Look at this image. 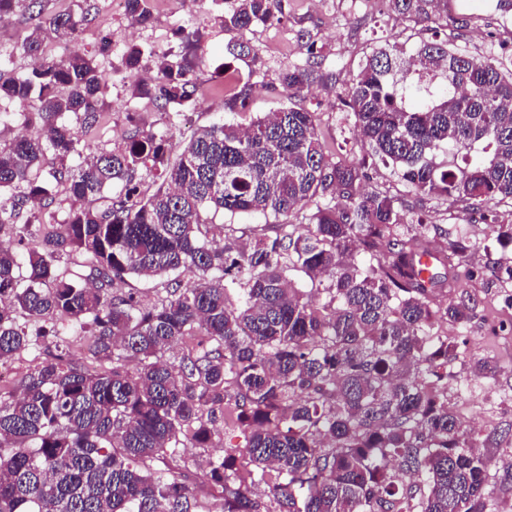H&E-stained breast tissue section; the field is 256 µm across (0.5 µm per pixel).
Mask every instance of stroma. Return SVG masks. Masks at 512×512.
<instances>
[{"instance_id":"stroma-1","label":"stroma","mask_w":512,"mask_h":512,"mask_svg":"<svg viewBox=\"0 0 512 512\" xmlns=\"http://www.w3.org/2000/svg\"><path fill=\"white\" fill-rule=\"evenodd\" d=\"M92 20L83 26L75 46L45 42L44 59L51 60L76 49L97 54L107 82L105 110L108 120L98 129L79 130L82 143L91 150H109L122 144L134 130L166 133L173 145L187 142L197 131L219 122L248 124L256 116L274 112L287 101L278 90L281 70L303 65L311 52H320L322 67L336 75L331 86L313 85L301 97L298 107L315 112L318 133L334 160H365L366 183L370 189L395 197L409 222L432 226L436 250L451 240L469 247L468 257L458 267L453 287L437 297L440 306L457 302L467 292L479 301V315L465 323L435 325L439 335L458 347L453 363L455 380L448 383V398L458 416L480 437L493 439L486 451L489 491L499 512H512V478L506 468L512 463V282L500 276L496 262L502 248L491 231L495 224H512V204L487 203L465 208L444 198H423L402 181L391 166L369 159L368 148L359 139L353 121L346 116L342 97L356 75L366 53L389 44L410 50L431 38L423 25L399 20L386 0H284V14L274 25H254L235 34L225 33L220 17L222 0H154L152 19L135 25L127 11H115L106 0H94ZM37 21L18 12L0 24V49L10 51V73L27 71L32 60L22 46ZM198 31L200 45L210 66L197 69L194 80L199 92L180 119L156 103L138 95L139 71H127L121 56L130 44L152 48L150 74H157L163 56L173 44L176 29ZM451 47L474 56L498 55L512 58V20L502 17L487 0H448V15L438 33ZM238 40L257 54L255 65L238 62L240 73H252L255 88L247 113L234 114L224 107V91L213 72L228 58L227 44ZM481 358L493 359L496 378L473 376L471 365Z\"/></svg>"}]
</instances>
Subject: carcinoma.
<instances>
[{"label":"carcinoma","mask_w":512,"mask_h":512,"mask_svg":"<svg viewBox=\"0 0 512 512\" xmlns=\"http://www.w3.org/2000/svg\"><path fill=\"white\" fill-rule=\"evenodd\" d=\"M388 2L415 23L448 12V0ZM19 9L37 17L43 0H0V20ZM93 9L51 16L23 51L39 59L47 38L76 42ZM127 9L140 25L152 17L151 0ZM282 14V0H224L221 23L232 33ZM149 57L131 45L122 62L139 70ZM10 58L0 51V102L43 138L0 143V227L16 243L0 247V364L35 362L0 397V512H497L485 444L448 400L457 347L432 333L479 314L468 293L434 303L457 276L448 257L468 246L448 241L422 278L427 225L402 228L394 197L366 188L365 164L333 161L303 108L205 127L174 160L165 135L136 130L79 164L69 119L88 129L102 119L95 59L76 50L6 77ZM205 65L199 34H184L139 93L184 108ZM321 66L315 55L281 72L282 92L333 80ZM252 89L237 78L226 109L246 111ZM342 103L372 155L419 196L512 201V60L446 39L410 55L381 47ZM48 151L58 166L45 173ZM144 173L160 180L148 197ZM211 210L294 214L311 229L285 222L241 244L230 228L215 248L202 232ZM74 251L94 263L93 283L59 273ZM292 271L324 286L306 292ZM139 276L167 278L147 306L123 290ZM56 313L73 336L47 342L37 323ZM217 441L226 451L206 460L200 499L180 449Z\"/></svg>","instance_id":"carcinoma-1"}]
</instances>
